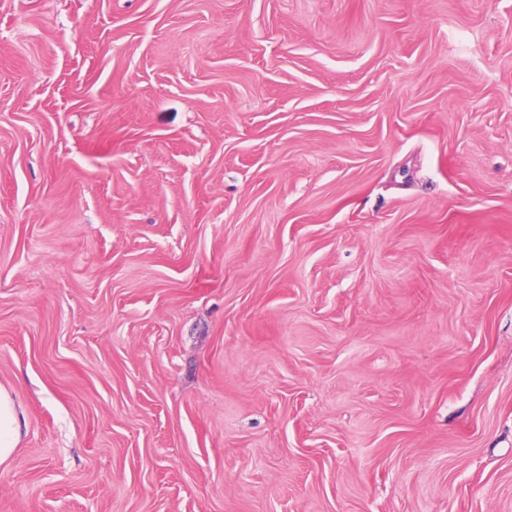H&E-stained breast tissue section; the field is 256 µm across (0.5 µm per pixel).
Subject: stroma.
Listing matches in <instances>:
<instances>
[{
	"label": "stroma",
	"mask_w": 512,
	"mask_h": 512,
	"mask_svg": "<svg viewBox=\"0 0 512 512\" xmlns=\"http://www.w3.org/2000/svg\"><path fill=\"white\" fill-rule=\"evenodd\" d=\"M0 512H512V0H0ZM20 435L15 402L8 392L0 389V464L12 456Z\"/></svg>",
	"instance_id": "35a3bbf8"
}]
</instances>
